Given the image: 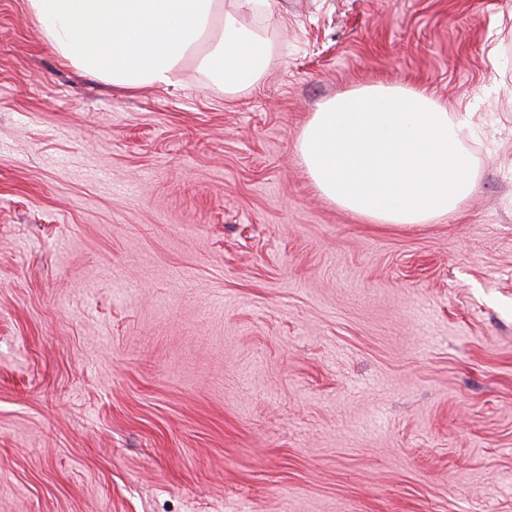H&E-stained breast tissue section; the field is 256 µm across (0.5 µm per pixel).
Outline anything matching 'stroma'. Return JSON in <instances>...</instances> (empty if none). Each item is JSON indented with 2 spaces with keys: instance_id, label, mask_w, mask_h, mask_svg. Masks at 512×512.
Listing matches in <instances>:
<instances>
[{
  "instance_id": "1",
  "label": "stroma",
  "mask_w": 512,
  "mask_h": 512,
  "mask_svg": "<svg viewBox=\"0 0 512 512\" xmlns=\"http://www.w3.org/2000/svg\"><path fill=\"white\" fill-rule=\"evenodd\" d=\"M228 97L133 93L0 0V512H512V0H280ZM476 112L430 224L322 199L317 103Z\"/></svg>"
}]
</instances>
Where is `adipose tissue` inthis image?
Wrapping results in <instances>:
<instances>
[{"label":"adipose tissue","instance_id":"ef3b65f1","mask_svg":"<svg viewBox=\"0 0 512 512\" xmlns=\"http://www.w3.org/2000/svg\"><path fill=\"white\" fill-rule=\"evenodd\" d=\"M273 0H26L64 62L113 87L175 84L196 62L226 95L258 85L271 47L241 15ZM467 112L382 83L322 101L295 146L314 189L373 224H428L476 188Z\"/></svg>","mask_w":512,"mask_h":512}]
</instances>
